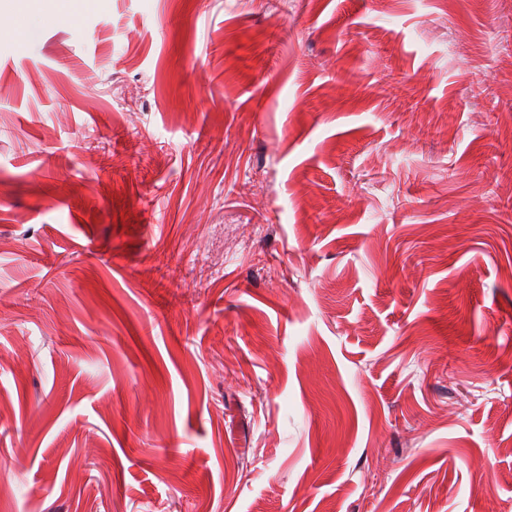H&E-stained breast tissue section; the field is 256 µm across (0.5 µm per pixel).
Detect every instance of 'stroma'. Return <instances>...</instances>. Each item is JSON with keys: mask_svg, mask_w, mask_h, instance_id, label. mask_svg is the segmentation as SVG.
<instances>
[{"mask_svg": "<svg viewBox=\"0 0 512 512\" xmlns=\"http://www.w3.org/2000/svg\"><path fill=\"white\" fill-rule=\"evenodd\" d=\"M6 3L0 512H512V0Z\"/></svg>", "mask_w": 512, "mask_h": 512, "instance_id": "35a3bbf8", "label": "stroma"}]
</instances>
